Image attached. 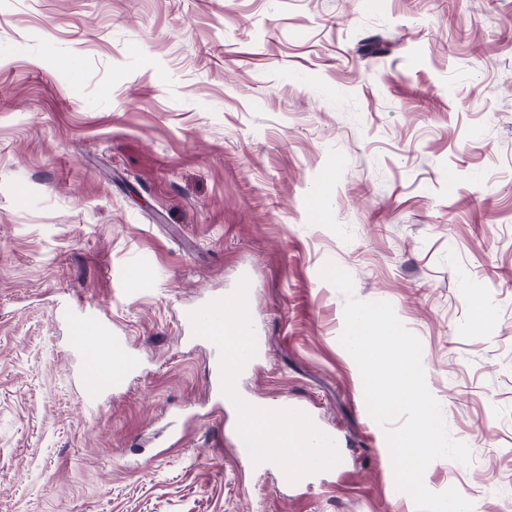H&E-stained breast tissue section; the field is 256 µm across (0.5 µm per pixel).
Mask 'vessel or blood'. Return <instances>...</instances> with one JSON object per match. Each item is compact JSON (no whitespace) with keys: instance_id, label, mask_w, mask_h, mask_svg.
<instances>
[{"instance_id":"obj_1","label":"vessel or blood","mask_w":512,"mask_h":512,"mask_svg":"<svg viewBox=\"0 0 512 512\" xmlns=\"http://www.w3.org/2000/svg\"><path fill=\"white\" fill-rule=\"evenodd\" d=\"M244 296L226 297L213 295L202 304L183 308L180 323L189 333L190 339L200 337L209 340L217 358L211 369L212 398L216 405L224 403V333L245 336L247 344L243 351L235 357L236 368L248 367L261 354L264 345L255 332L251 320L242 318L238 310L245 305ZM58 318L70 325L74 337L70 349L81 360L82 367L79 379H86L89 374H108L112 381V390L121 389L136 365L129 358V345L125 337L116 334L107 314L98 308L85 305L83 302L60 304L57 308ZM275 439L259 428L251 429L250 433L238 435V459L246 467H254L262 460V451L274 447Z\"/></svg>"}]
</instances>
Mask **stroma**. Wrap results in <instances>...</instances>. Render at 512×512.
I'll list each match as a JSON object with an SVG mask.
<instances>
[{"label": "stroma", "instance_id": "stroma-1", "mask_svg": "<svg viewBox=\"0 0 512 512\" xmlns=\"http://www.w3.org/2000/svg\"><path fill=\"white\" fill-rule=\"evenodd\" d=\"M329 261L419 338L471 451L426 487L512 512V0H0V512H416ZM243 288L236 393L336 435L313 485L239 465L182 339ZM59 299L140 360L92 416Z\"/></svg>", "mask_w": 512, "mask_h": 512}]
</instances>
